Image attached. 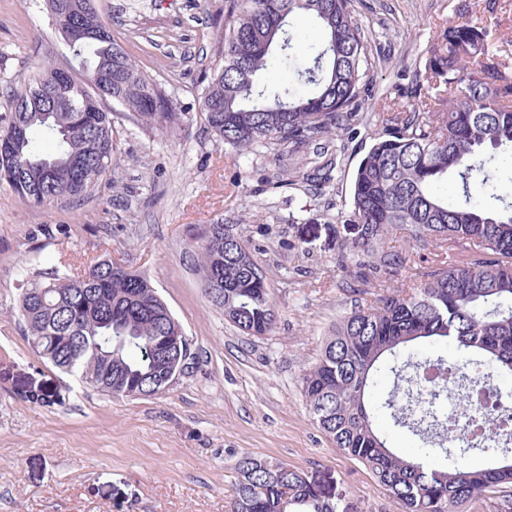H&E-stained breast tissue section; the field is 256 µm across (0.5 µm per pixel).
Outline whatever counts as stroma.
<instances>
[{"label": "stroma", "mask_w": 512, "mask_h": 512, "mask_svg": "<svg viewBox=\"0 0 512 512\" xmlns=\"http://www.w3.org/2000/svg\"><path fill=\"white\" fill-rule=\"evenodd\" d=\"M367 34L366 121L302 152L239 156L218 142L198 90L220 64L224 0H100L113 38L176 97L185 122L142 129L112 109V169L74 201L33 205L0 183V512H228L246 453L303 471L338 512H398L372 473L313 423L302 377L341 317L381 288L337 259L354 236L350 182L383 132L381 98L428 91L425 68L448 24L474 20L512 70V0H353ZM46 0H0V114L12 87L46 58L70 55ZM341 151L330 184L305 181ZM231 225L266 276L274 329L249 336L202 288L194 230ZM389 245L420 283L459 248L417 249L407 231ZM109 258L145 275L191 344L172 386L150 398L112 397L61 373L24 334L19 299L39 273L79 272Z\"/></svg>", "instance_id": "stroma-1"}]
</instances>
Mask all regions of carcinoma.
Wrapping results in <instances>:
<instances>
[{"label": "carcinoma", "instance_id": "cac0c4a2", "mask_svg": "<svg viewBox=\"0 0 512 512\" xmlns=\"http://www.w3.org/2000/svg\"><path fill=\"white\" fill-rule=\"evenodd\" d=\"M353 0H224L222 68L202 85L208 128L244 155L258 149L291 153L350 129L368 90L367 39L352 17ZM319 30L310 62L295 66V22ZM81 37L71 57L51 58L20 88L0 119V182L35 205L84 196L112 167V112L121 106L138 126L167 130L185 113L155 79L144 74L112 39L94 0L77 18ZM490 32L478 22L452 24L431 50L425 78L433 94L400 111L382 102L385 133L373 138L350 187L349 223L357 231L349 251L370 255L364 280L399 275L405 257L386 247L398 229L416 246L458 244L456 263L429 269L417 288L394 286L374 305L343 317L329 332L302 390L316 425L343 453L368 467L399 512H467L495 489L512 486V448L473 444L444 429L431 447L405 457L377 427L419 434L430 423L412 408L415 355L457 378L485 365L512 376V190L486 164L512 154V76L490 50ZM278 57L288 79L269 75ZM454 177L453 201L438 192ZM202 282L222 281L210 296L224 318L252 336L269 333L275 310L265 276L244 240L222 224L193 237ZM26 336L40 357L113 397L160 393L155 376L164 353L159 341L179 325L143 275L104 259L78 274L49 273L20 300ZM453 347L451 353L441 349ZM392 383L375 402L379 378ZM478 451L480 469L462 461ZM230 512H337L308 476L279 461L244 454Z\"/></svg>", "mask_w": 512, "mask_h": 512}]
</instances>
